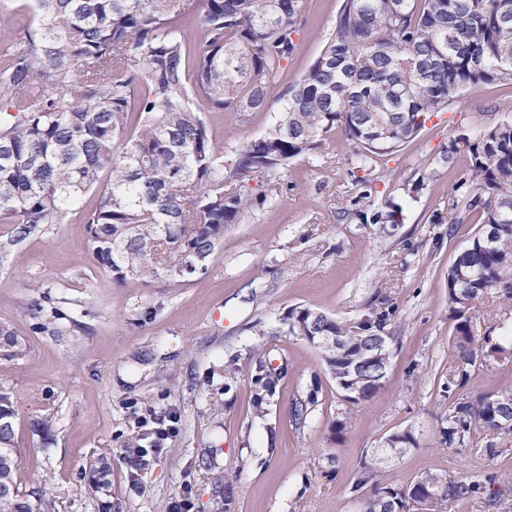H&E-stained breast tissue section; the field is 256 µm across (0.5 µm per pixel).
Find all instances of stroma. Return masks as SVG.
Segmentation results:
<instances>
[{
	"label": "stroma",
	"instance_id": "obj_1",
	"mask_svg": "<svg viewBox=\"0 0 512 512\" xmlns=\"http://www.w3.org/2000/svg\"><path fill=\"white\" fill-rule=\"evenodd\" d=\"M341 0H312L283 81L302 76L335 24ZM36 20L32 0H0V69L12 63L5 45ZM280 101L240 122L232 112L205 120L225 159H234L271 126ZM512 120V87L481 84L432 118L421 135L376 165V202L400 208L395 224L344 221L366 170L355 167L343 132L315 160L297 159L279 176L283 190L228 225L205 273L145 285L115 284L98 263L84 213L98 197L40 232L15 240L0 220V323L23 353L0 347V387L14 397L21 489H42L43 512H169L188 498L193 512H358L364 465L391 434L412 430L416 444L384 466L386 482L405 486L428 471L484 480L482 494L449 503L446 512H512V442L496 455L473 428L469 444L447 446L439 428L448 411L440 395L456 364L448 315L449 265L480 224L431 221L467 161L441 163L453 137ZM424 178L418 197L408 179ZM40 302L39 318L28 308ZM311 307L351 324L368 308L392 312L386 385L371 400H344L318 350L288 331V315ZM473 328L491 343L512 333V306L489 292ZM282 375L266 410L253 399L259 365ZM512 387V355L470 369L456 389L471 399ZM307 412L295 421L292 410ZM175 412L177 432L139 476H130L124 445L140 434L139 416ZM344 419L341 444L331 426ZM51 420L49 437L35 430ZM110 466L97 486L94 464Z\"/></svg>",
	"mask_w": 512,
	"mask_h": 512
}]
</instances>
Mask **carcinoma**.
Instances as JSON below:
<instances>
[{"label": "carcinoma", "mask_w": 512, "mask_h": 512, "mask_svg": "<svg viewBox=\"0 0 512 512\" xmlns=\"http://www.w3.org/2000/svg\"><path fill=\"white\" fill-rule=\"evenodd\" d=\"M37 26L8 47L12 64L0 70V219L35 233L94 190L86 213L99 264L123 283L186 277L204 266L252 207L279 196L275 172L288 161L317 158L336 130L354 145L364 167L417 138L431 117L467 88L512 87V0H342L332 33L306 72L288 85L285 103L266 133L251 141L231 167L209 133L198 102L233 111L244 121L269 109L296 36L307 23L309 0H33ZM508 24H503V19ZM469 159L459 188L449 194L448 216L458 224L475 212L481 227L448 267V310L457 374L465 376L512 340L490 347L472 325L477 304L492 289L512 301V121L487 126L476 137L448 142L443 162ZM269 177L253 198L243 183ZM362 204L343 217L362 224L394 221L384 202ZM289 331L316 347L352 403L373 398L387 379L388 313L371 311L354 326L310 307L288 315ZM339 340L332 348L325 341ZM0 342L21 354L12 329L0 324ZM256 409L276 381L257 377ZM453 378L441 387L449 402L441 441L463 445L472 426L487 451L512 436V390L453 397ZM12 395L0 389V464L11 485L0 491V512H42L43 492L22 491L15 480ZM415 441L411 431L368 467ZM484 490L481 480L426 472L407 486L377 478L375 512H442L448 502Z\"/></svg>", "instance_id": "1"}]
</instances>
